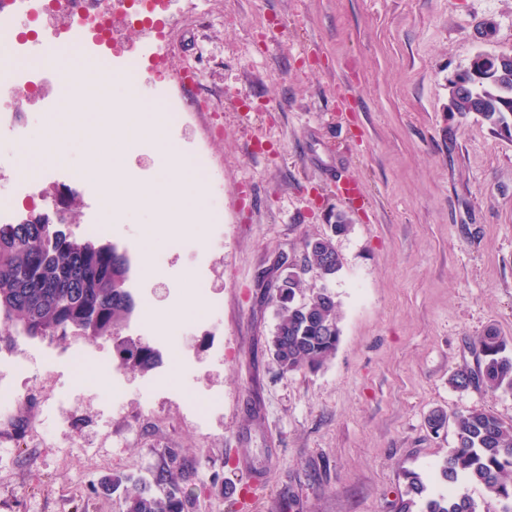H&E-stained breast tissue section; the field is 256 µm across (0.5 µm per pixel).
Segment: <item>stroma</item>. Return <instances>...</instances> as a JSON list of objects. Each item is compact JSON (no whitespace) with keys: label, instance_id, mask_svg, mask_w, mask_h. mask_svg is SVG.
<instances>
[{"label":"stroma","instance_id":"1","mask_svg":"<svg viewBox=\"0 0 512 512\" xmlns=\"http://www.w3.org/2000/svg\"><path fill=\"white\" fill-rule=\"evenodd\" d=\"M113 36L162 58L137 72L141 104L182 112L166 135L183 161H206L208 212L159 237L152 279L143 214L102 234L130 258L121 334L158 352L150 371L119 367L108 337L0 344L13 394L0 404V512H122V495L93 485L150 477L170 450L200 464L197 512H395L404 471L432 475L454 445L453 425L430 431L433 410L486 407L512 423V393L448 383L487 329L512 338V137L447 109L449 77L476 54L512 55V0H169L161 29ZM69 93L61 74L30 96V134L70 136L46 139L43 195L17 207L25 219L76 204L78 236L104 215L66 178L92 154ZM332 169L358 183V207L338 199ZM340 217L339 344L318 371L282 372L267 351L273 263L302 259ZM191 300L201 314L144 321Z\"/></svg>","mask_w":512,"mask_h":512}]
</instances>
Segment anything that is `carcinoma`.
Here are the masks:
<instances>
[{"label": "carcinoma", "instance_id": "cac0c4a2", "mask_svg": "<svg viewBox=\"0 0 512 512\" xmlns=\"http://www.w3.org/2000/svg\"><path fill=\"white\" fill-rule=\"evenodd\" d=\"M448 111L475 113L500 133L512 132V56L476 55L456 77L448 80ZM76 223V212L56 218L38 213L19 224H0V343L16 336L31 339L79 334L110 336L118 365L148 371L158 360L145 342L120 335L122 323L135 309L127 288L131 262L117 245L97 238L77 237L66 230ZM348 229L340 218L331 234L305 242L302 263L288 266L272 302L276 323L268 340L274 363L284 372L315 371L331 357L339 343L337 303L325 281L342 262L333 235ZM313 271L323 284L303 301L296 300L302 275ZM476 367L465 366L448 379L459 391L482 387L495 393L512 392V340L488 329L475 343ZM453 422L455 445L436 471L448 491L427 495L425 478L403 474L405 491L396 512H414L419 500L423 512H480L460 483L479 486L486 496L512 512V423L493 410L471 407L448 418L437 410L428 418L438 432ZM169 464L181 469L183 485L169 479V468L157 470L150 480L134 481L137 492L125 497V512H195V499L185 490L196 476L193 466L168 452Z\"/></svg>", "mask_w": 512, "mask_h": 512}]
</instances>
